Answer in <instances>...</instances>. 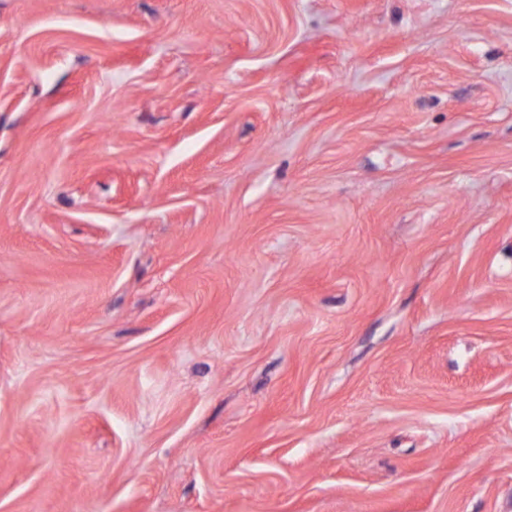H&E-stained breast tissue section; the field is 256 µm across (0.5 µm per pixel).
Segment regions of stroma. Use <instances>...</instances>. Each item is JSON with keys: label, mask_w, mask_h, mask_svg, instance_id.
<instances>
[{"label": "stroma", "mask_w": 512, "mask_h": 512, "mask_svg": "<svg viewBox=\"0 0 512 512\" xmlns=\"http://www.w3.org/2000/svg\"><path fill=\"white\" fill-rule=\"evenodd\" d=\"M0 512H512V0H0Z\"/></svg>", "instance_id": "stroma-1"}]
</instances>
